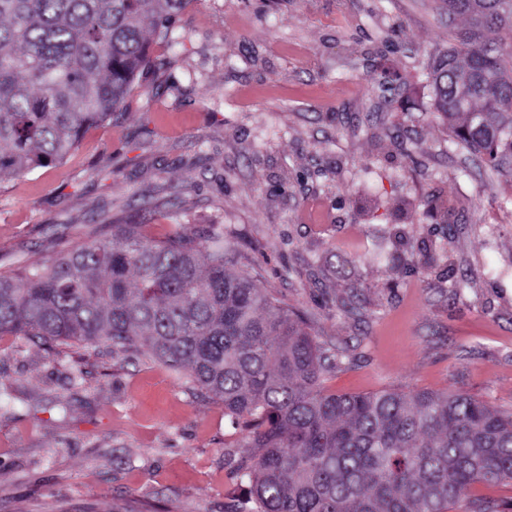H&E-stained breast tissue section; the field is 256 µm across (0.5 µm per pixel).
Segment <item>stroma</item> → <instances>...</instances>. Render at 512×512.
Instances as JSON below:
<instances>
[{
    "label": "stroma",
    "instance_id": "stroma-1",
    "mask_svg": "<svg viewBox=\"0 0 512 512\" xmlns=\"http://www.w3.org/2000/svg\"><path fill=\"white\" fill-rule=\"evenodd\" d=\"M464 24L441 0H194L161 89L64 163L0 178V273L157 193L188 227L223 225L256 287L343 352L327 391L512 413V177L449 149L427 78ZM436 198L450 222L427 217ZM247 439L149 354L0 337V512H224Z\"/></svg>",
    "mask_w": 512,
    "mask_h": 512
}]
</instances>
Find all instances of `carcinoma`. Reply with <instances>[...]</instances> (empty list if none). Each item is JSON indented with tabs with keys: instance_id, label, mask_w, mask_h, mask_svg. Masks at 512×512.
<instances>
[{
	"instance_id": "carcinoma-1",
	"label": "carcinoma",
	"mask_w": 512,
	"mask_h": 512,
	"mask_svg": "<svg viewBox=\"0 0 512 512\" xmlns=\"http://www.w3.org/2000/svg\"><path fill=\"white\" fill-rule=\"evenodd\" d=\"M467 26L429 72L449 142L512 172V0H443ZM190 0H0V177L63 162L82 134L162 82ZM506 30L509 42L486 34ZM112 238L0 274V336L146 350L224 403L250 440L224 512H450L475 483H512V414L456 392L329 393L341 363L237 270L224 226Z\"/></svg>"
}]
</instances>
